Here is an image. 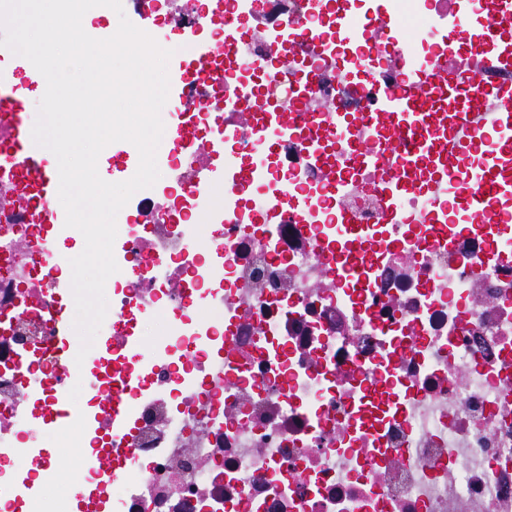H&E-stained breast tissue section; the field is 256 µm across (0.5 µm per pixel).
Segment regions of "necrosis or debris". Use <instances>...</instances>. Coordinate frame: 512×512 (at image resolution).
<instances>
[{"label":"necrosis or debris","instance_id":"4bbe7bcc","mask_svg":"<svg viewBox=\"0 0 512 512\" xmlns=\"http://www.w3.org/2000/svg\"><path fill=\"white\" fill-rule=\"evenodd\" d=\"M485 5L155 0L185 46L207 39L211 73L169 115L166 186L122 209L102 324L112 354L78 368L57 348L71 333L58 282L84 237L34 222L53 203L25 180L0 127V512H512V223L453 232L448 183L424 167L390 214L380 190L395 161L356 136L380 92L477 79L485 52L452 59L451 20ZM220 13L241 28L228 45ZM290 22L332 33L335 60L274 45L273 27ZM298 61L313 74L301 103ZM354 67L362 85L348 79ZM271 107L324 140L329 165L281 139L266 181H248ZM340 116L350 132L337 131ZM219 140L216 156L208 146ZM365 151L380 157L368 170ZM336 174L349 178L339 198L327 191ZM206 177L223 178V199L197 192ZM342 214L379 249L337 241ZM342 256L364 275L332 276ZM162 309L163 356L132 354ZM76 382L86 396L63 411L84 445L67 462L79 480L59 501L38 453L55 416L31 402Z\"/></svg>","mask_w":512,"mask_h":512}]
</instances>
